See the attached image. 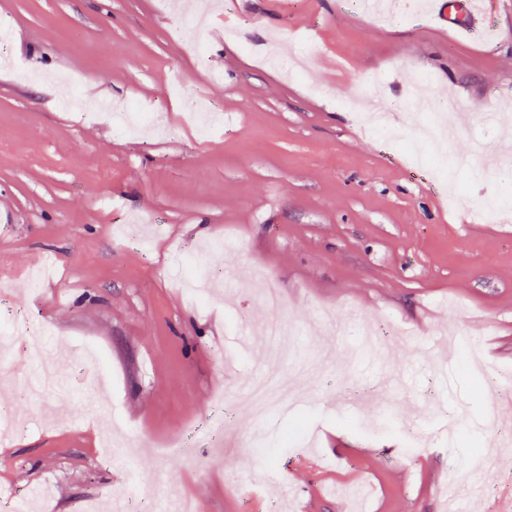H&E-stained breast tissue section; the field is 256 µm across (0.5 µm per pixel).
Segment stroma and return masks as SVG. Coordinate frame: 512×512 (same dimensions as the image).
Segmentation results:
<instances>
[{
    "mask_svg": "<svg viewBox=\"0 0 512 512\" xmlns=\"http://www.w3.org/2000/svg\"><path fill=\"white\" fill-rule=\"evenodd\" d=\"M209 25L160 0H0V489L34 492L39 512H107L128 494L197 512H493L512 485V433L491 422L512 386V221L475 223L443 206L383 134L363 133L350 94L402 101L419 75L452 94L449 180L474 202L498 179L471 160L472 132L512 121V0H482L481 24L444 28L435 5L411 24L345 10L342 0H203ZM241 27L240 40L224 35ZM307 51L304 80L268 58L271 36ZM203 43L204 59L188 45ZM164 114L169 131L118 133L86 120L76 97ZM222 113L184 124L192 97ZM147 218L148 247L127 242ZM181 257L212 271L206 309L176 286ZM52 259V276L30 274ZM273 278L298 332L292 352L238 344L277 318ZM412 327L391 356L354 360L360 325ZM478 339L467 369L445 331ZM274 373L300 408L260 419L236 393ZM223 416L224 432L208 428ZM120 419L136 465L105 458ZM313 439H289L297 425ZM192 432L190 459L162 457ZM482 441L489 475L469 471ZM293 491L277 492L280 483Z\"/></svg>",
    "mask_w": 512,
    "mask_h": 512,
    "instance_id": "obj_1",
    "label": "stroma"
}]
</instances>
